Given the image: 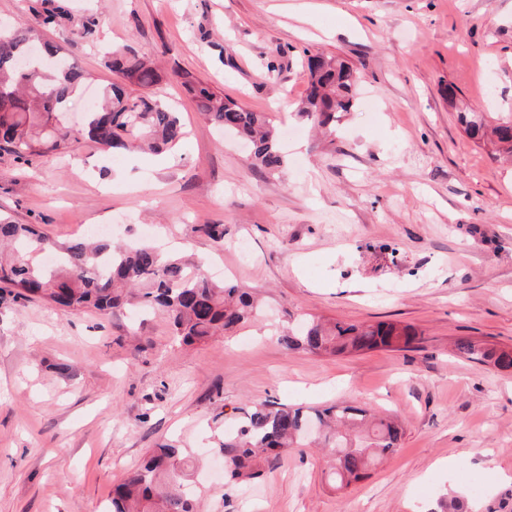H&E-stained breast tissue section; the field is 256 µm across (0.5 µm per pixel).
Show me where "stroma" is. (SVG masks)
<instances>
[{
  "label": "stroma",
  "mask_w": 512,
  "mask_h": 512,
  "mask_svg": "<svg viewBox=\"0 0 512 512\" xmlns=\"http://www.w3.org/2000/svg\"><path fill=\"white\" fill-rule=\"evenodd\" d=\"M44 28L111 81L104 47L157 63L156 94L182 114L172 153L23 163L0 151V217L67 242L108 224L112 241L186 250L260 292L264 317L183 345L166 317L70 312L0 292V512H104L112 488L165 440L218 459L233 408L356 401L398 418L400 451L338 490L328 452H293L244 491L204 482L203 512H420L460 495L512 512V369L461 356L458 339L512 349V166L471 140L458 113H512V0H65ZM357 70L359 102L334 133L292 109L307 59ZM188 71L284 130L268 172L198 112ZM224 227L216 241L204 225ZM393 322L413 348L346 356L287 350L301 319Z\"/></svg>",
  "instance_id": "obj_1"
}]
</instances>
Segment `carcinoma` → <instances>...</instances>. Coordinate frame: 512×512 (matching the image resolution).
Segmentation results:
<instances>
[{"instance_id": "1", "label": "carcinoma", "mask_w": 512, "mask_h": 512, "mask_svg": "<svg viewBox=\"0 0 512 512\" xmlns=\"http://www.w3.org/2000/svg\"><path fill=\"white\" fill-rule=\"evenodd\" d=\"M42 2L43 13L34 24L0 30V150L27 161L83 140L108 152L175 149L186 135L180 112L157 97L155 68L131 51L107 56L106 65L115 79L101 88L81 126L69 123L70 105L80 96L87 75L62 55V48L36 44L37 27L54 23L61 12L53 0ZM308 68L309 91L297 103L296 112L305 121L329 129L337 113L354 106L359 76L333 58L313 57ZM179 78L206 120L253 144L252 165L270 172L285 166L278 133L265 113L242 107L189 72ZM458 119L471 139L492 146L493 157L512 162L511 114L493 124L477 112H463ZM3 244L12 246L13 252L0 253V285L15 298H39L72 312L106 314L128 305L159 309L186 345L245 325L262 312L254 293L231 282L216 283L200 270L191 272L183 258L167 257L150 244L128 246L84 238L59 244L32 224L0 221ZM416 341L417 334L407 326L324 323L315 318L279 336L288 350L333 356L407 348ZM456 350L500 370L512 369L511 350L469 339L459 340ZM242 414L239 426L218 442L228 490L262 477L265 466L279 461L288 449L310 447L313 426L321 431L319 445L333 456L332 475L339 488L363 479L376 462L401 447V424L356 402L323 408L272 402ZM198 470L199 465L181 449L162 444L113 489L107 512H197ZM427 512H464V503L459 497L441 499Z\"/></svg>"}]
</instances>
